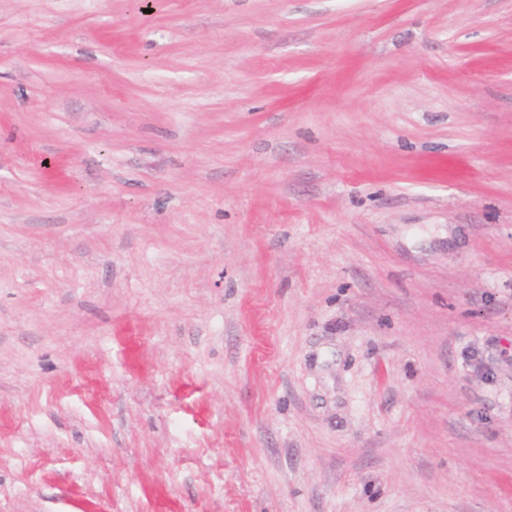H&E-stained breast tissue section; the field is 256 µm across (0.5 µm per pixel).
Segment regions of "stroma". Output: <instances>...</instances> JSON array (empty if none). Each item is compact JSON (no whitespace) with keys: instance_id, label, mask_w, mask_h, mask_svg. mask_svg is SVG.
<instances>
[{"instance_id":"35a3bbf8","label":"stroma","mask_w":512,"mask_h":512,"mask_svg":"<svg viewBox=\"0 0 512 512\" xmlns=\"http://www.w3.org/2000/svg\"><path fill=\"white\" fill-rule=\"evenodd\" d=\"M0 512H512V0H0Z\"/></svg>"}]
</instances>
